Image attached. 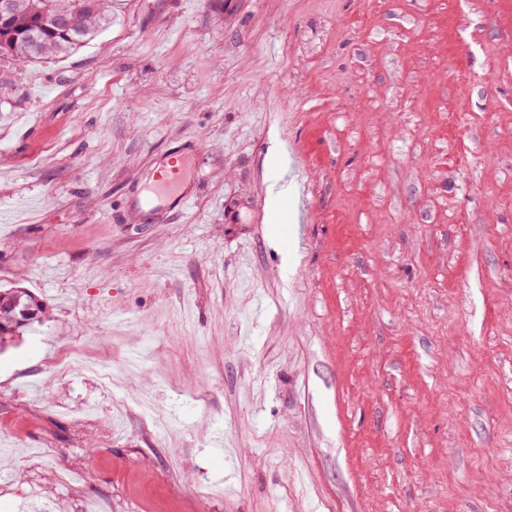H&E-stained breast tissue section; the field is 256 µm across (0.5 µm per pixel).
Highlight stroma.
I'll use <instances>...</instances> for the list:
<instances>
[{
    "label": "stroma",
    "mask_w": 512,
    "mask_h": 512,
    "mask_svg": "<svg viewBox=\"0 0 512 512\" xmlns=\"http://www.w3.org/2000/svg\"><path fill=\"white\" fill-rule=\"evenodd\" d=\"M17 282L0 512H512V0H116L0 63ZM184 176V165L172 164L171 169H164L157 173L155 183L150 189L151 195L160 201L174 204L175 207L184 209L191 202V196L180 191ZM34 298L38 297L26 288L0 289V300L3 303L0 310L1 324H7L12 327L11 335L2 336L10 333L11 327L7 325H3L1 327L0 325V334H2L0 335V346L8 344L17 333L19 334L23 332L34 323H42L44 321L45 307L42 304L41 308L39 301L35 300L33 309H28L25 312V315L36 318L41 313L42 316L38 319H33L25 323H15V319L20 316V310L26 305L32 303Z\"/></svg>",
    "instance_id": "1"
}]
</instances>
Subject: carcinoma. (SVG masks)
I'll return each instance as SVG.
<instances>
[{"mask_svg": "<svg viewBox=\"0 0 512 512\" xmlns=\"http://www.w3.org/2000/svg\"><path fill=\"white\" fill-rule=\"evenodd\" d=\"M20 7L10 22L15 37L0 34V61L18 64L37 62L48 56H66L85 46L112 22V0H19ZM68 16L73 26L56 27L54 19ZM36 295L26 288L0 289V322L12 327L9 336L0 335V346L44 317L17 323L20 310L33 302Z\"/></svg>", "mask_w": 512, "mask_h": 512, "instance_id": "1", "label": "carcinoma"}]
</instances>
